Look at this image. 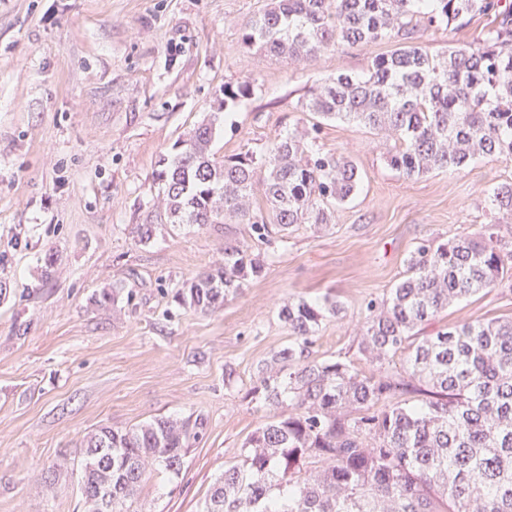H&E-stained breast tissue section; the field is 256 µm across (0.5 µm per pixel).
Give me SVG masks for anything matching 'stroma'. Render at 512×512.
<instances>
[{
  "label": "stroma",
  "mask_w": 512,
  "mask_h": 512,
  "mask_svg": "<svg viewBox=\"0 0 512 512\" xmlns=\"http://www.w3.org/2000/svg\"><path fill=\"white\" fill-rule=\"evenodd\" d=\"M270 3L0 0V512H82L88 434L189 416L205 418L204 437L179 478L143 482L137 510L201 512L264 420L247 392L292 341L284 300L338 302L311 357L367 372V305L405 277L420 242L473 237L486 224L512 241V222L484 200L512 182V161L478 156L408 179L375 131L343 121L313 130L308 89L363 72L391 46L343 47L303 67L247 49L242 30ZM248 76L253 95L218 110L225 84ZM211 118L217 156L293 133L352 161L361 183L330 226L302 224L286 246L260 245L263 275L205 313L175 301V288L223 263L247 226L166 225L145 243L132 228L156 205L160 160ZM115 284L114 306L100 307ZM476 317L511 319L512 288L471 295L419 333Z\"/></svg>",
  "instance_id": "1"
}]
</instances>
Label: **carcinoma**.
<instances>
[{"instance_id": "1", "label": "carcinoma", "mask_w": 512, "mask_h": 512, "mask_svg": "<svg viewBox=\"0 0 512 512\" xmlns=\"http://www.w3.org/2000/svg\"><path fill=\"white\" fill-rule=\"evenodd\" d=\"M435 28L481 35L443 53L416 42L418 18ZM393 43L363 75L328 76L304 108L355 122L386 137V158L408 179L462 170L485 154L512 160V6L503 0H272L243 29L242 43L293 63L341 45ZM255 80L224 86L225 109L250 97ZM204 122L177 143L154 181L168 224L250 227V240L224 248V264L177 289L175 298L217 311L264 260L253 243L284 237L296 224H329L355 194L360 175L342 156L290 133L261 154L218 157ZM264 186L266 207L252 200ZM491 210L512 216V183L485 191ZM512 250L495 225L472 238L419 244L406 276L368 305L352 362L311 359L322 320L335 304L304 300L279 311L293 341L258 368L248 396L272 412L247 438L238 465L224 470L202 512H512V320H466L434 336L413 330L448 306L512 279ZM405 356L402 374L387 365ZM206 421L156 419L129 429L102 426L84 439L80 493L85 512L105 480L112 512H136L146 474L179 476Z\"/></svg>"}]
</instances>
